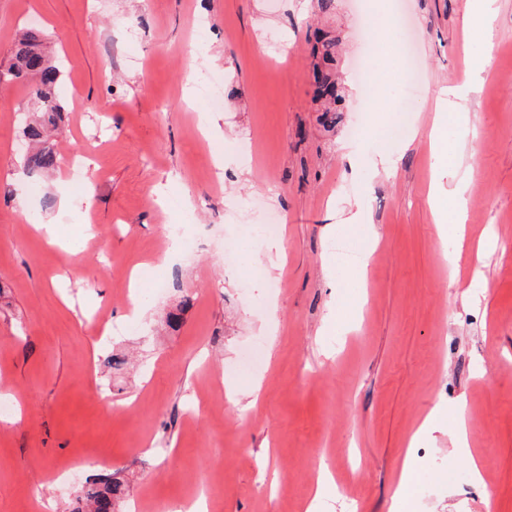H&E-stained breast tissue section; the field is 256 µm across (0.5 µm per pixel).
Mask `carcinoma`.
<instances>
[{
	"instance_id": "carcinoma-1",
	"label": "carcinoma",
	"mask_w": 512,
	"mask_h": 512,
	"mask_svg": "<svg viewBox=\"0 0 512 512\" xmlns=\"http://www.w3.org/2000/svg\"><path fill=\"white\" fill-rule=\"evenodd\" d=\"M323 50L324 66L316 67L318 99L327 103L324 118L336 123V112L342 100L336 77L330 64L333 62L335 40L323 35L318 38ZM45 42L41 32L29 28L21 32L14 42L13 62L0 69V86L10 85L25 79H37L32 88L33 110L26 113L22 121V137L28 142V151L23 157V168L28 173H48L59 163V155L51 136L61 123L64 112L60 99L62 71L54 57L43 51ZM126 487L118 478H102L85 487L76 496L70 512H122Z\"/></svg>"
}]
</instances>
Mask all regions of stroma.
I'll list each match as a JSON object with an SVG mask.
<instances>
[{
    "label": "stroma",
    "mask_w": 512,
    "mask_h": 512,
    "mask_svg": "<svg viewBox=\"0 0 512 512\" xmlns=\"http://www.w3.org/2000/svg\"><path fill=\"white\" fill-rule=\"evenodd\" d=\"M470 8L0 0V66L21 30L40 29L66 109L60 167L27 176L32 86L0 88V394L14 398L0 417V512H66L86 477L112 473L142 512L203 488L213 512H305L323 465L336 493L320 512H512V0H495L489 52L464 41ZM321 32L340 38L332 129L314 99ZM474 67L468 111L444 112L472 182L465 236L443 237L456 205L430 148L435 96ZM207 73L223 79L216 111L199 92ZM400 144L395 174L375 173L377 153ZM349 146L362 149L353 166ZM63 193L71 212L57 210ZM357 209L369 223H346ZM267 216L278 236H249ZM49 218L48 239L35 227ZM170 224L192 244L173 259ZM156 279L164 291L146 296ZM469 281L483 296L466 306ZM134 297L145 316L124 321ZM112 353L127 356L121 370L106 367ZM460 401L468 452L444 423L415 439Z\"/></svg>",
    "instance_id": "1"
}]
</instances>
